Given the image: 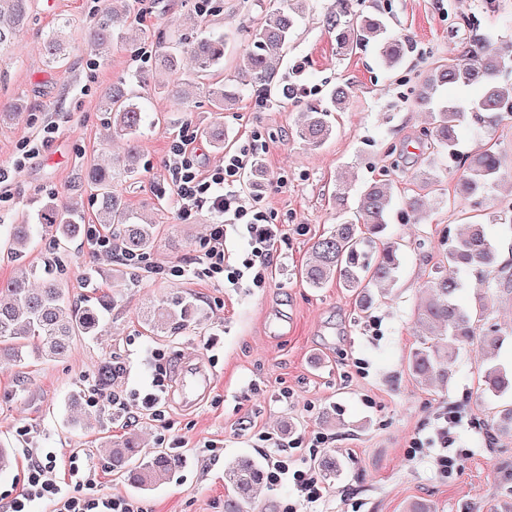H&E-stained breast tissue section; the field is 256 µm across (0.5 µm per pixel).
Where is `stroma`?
Instances as JSON below:
<instances>
[{"mask_svg": "<svg viewBox=\"0 0 512 512\" xmlns=\"http://www.w3.org/2000/svg\"><path fill=\"white\" fill-rule=\"evenodd\" d=\"M195 2L140 0V21L113 48L109 64L93 69L83 32L94 23L97 0H32L24 34L0 54V166L44 125L55 123L59 133L12 177L10 197L0 204V226L36 223L43 202L63 191L81 203L85 223H95L99 203L87 172L123 147L104 125L99 89L142 68L139 47L173 23L191 39L212 31L227 34L224 68L214 75L222 80L244 49L241 27L260 22L281 0H216V12L203 25ZM335 2L310 0L288 50L281 74L284 82L302 87L301 99L271 100L259 109L249 88L224 115L233 149L256 142L268 147L262 155L268 181L253 202L282 235L264 285L246 281L230 288L170 273L199 250L212 220L206 212L186 222L178 218L165 171L169 141L182 130L196 134L214 120L203 96L181 110L161 94L145 93L149 121L141 137L142 175L114 183L128 208L161 217L147 259L160 274L138 275L102 259L92 278H85L90 250L82 237L58 250L46 233L25 254L37 271L61 260L70 303L104 300L108 306L100 335L77 337L64 359L32 356L22 365L0 359V446L15 458L12 470L0 477V512H8L26 482L29 453L49 451L64 464L77 457L94 471L100 492L135 497L142 512H224L225 463L240 455L265 461L275 444L294 447L297 458L311 466L327 449L341 462L343 472L326 481L327 496L317 512H406L417 499L431 501L436 512H512V438L489 445L483 427L490 406L478 388L484 351L469 348L445 386L421 385L407 370L408 355L424 333L414 317L416 299L442 258L449 226L463 214H483L497 201L512 200V119L491 128L478 114L466 113L458 152L491 146L502 166L481 206L456 202V163L417 141L430 117L416 104L414 91L429 69L468 51L477 38L512 41V0H360L356 12L379 13L389 33L412 42L403 65L392 71L378 65L373 47L337 52L326 23ZM63 16L74 20L67 59L52 68L42 41ZM339 84L348 86L350 98L336 115V134L310 147L296 135L305 105ZM429 160L440 182L425 198L423 223L412 224L403 220L402 209L419 191L418 165ZM346 179L357 191L378 179L392 181L389 233L403 245L394 295L366 312L337 284L313 289L299 275L314 240L336 222L332 191ZM172 294L193 301L200 321L176 336L153 335L142 316ZM158 348L178 361L193 358L211 375V388L195 407L183 406L175 394L162 398L160 416L142 415L128 425L103 398L86 407L83 422H72L70 395L87 393L104 360L122 366L113 390L144 392ZM448 407L460 415L448 453L461 456L462 468L444 476L435 463L438 448L413 457L407 450ZM318 435L327 437L325 448L314 447ZM129 436L138 439L146 457L181 438L183 466L153 490L132 487L113 471L108 448ZM211 440L218 448L209 458L201 448Z\"/></svg>", "mask_w": 512, "mask_h": 512, "instance_id": "obj_1", "label": "stroma"}]
</instances>
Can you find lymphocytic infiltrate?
<instances>
[{"label": "lymphocytic infiltrate", "mask_w": 512, "mask_h": 512, "mask_svg": "<svg viewBox=\"0 0 512 512\" xmlns=\"http://www.w3.org/2000/svg\"><path fill=\"white\" fill-rule=\"evenodd\" d=\"M252 159V153L245 150L228 152L224 155L223 166L205 171L199 165L194 138L185 133L172 138L165 168L179 219L188 221L203 211L213 217L200 254L173 266L174 275L188 273L200 281H222L233 286L240 285L246 278L253 285L264 284L265 273L272 260V246L280 229L278 225L269 223L262 210L247 202L233 188ZM235 225L242 226L251 246L249 258L239 268L226 265L224 253L226 229ZM153 360L150 390L131 398L120 392L110 394L108 400L113 411L125 416L135 412L158 415L160 395L168 378L165 352L154 351ZM27 470V483L12 500L10 512H29V504L36 498L50 501L53 512H142L135 498L97 492L94 475L85 473L75 463L69 467L72 486L63 488L54 453L30 457ZM267 477L273 484L285 479L292 482L296 502L288 506L286 512H297L301 506L313 507L325 497L326 488L314 471L307 466H293L291 456L277 452L270 455Z\"/></svg>", "instance_id": "1"}]
</instances>
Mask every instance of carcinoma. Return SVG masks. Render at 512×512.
Returning <instances> with one entry per match:
<instances>
[{
    "instance_id": "1",
    "label": "carcinoma",
    "mask_w": 512,
    "mask_h": 512,
    "mask_svg": "<svg viewBox=\"0 0 512 512\" xmlns=\"http://www.w3.org/2000/svg\"><path fill=\"white\" fill-rule=\"evenodd\" d=\"M30 0H0V52L10 48L29 19ZM309 7V0H284L279 8L266 15L263 22L245 30L246 48L230 84H212L209 76L224 67L225 36L210 33L188 41L176 30L160 35L154 43V61L168 68L175 78L161 85L163 93L177 105L190 103L202 91L217 114L232 110L239 88L249 87L263 92L272 89L276 95H289L286 85L277 81L280 66L286 59L293 34ZM132 19V5L127 0L109 6L99 5L95 24L85 34L88 62L93 67L108 63L114 42L122 36L124 26ZM335 33L336 47L342 54L370 42L378 46V63L387 70L400 67L411 49L409 41L387 32L376 15L353 14V0H336V10L326 18ZM65 20L44 37L46 62L56 67L66 60ZM512 71V48L498 47L489 37L477 40L472 56L463 55L432 69L423 81L418 99L429 112L431 122L426 130L441 151L456 156L458 127L466 110L482 112L488 124L497 125L512 116V86L500 82ZM150 70H137L119 79L100 93L101 106L107 115L111 138L124 142V152L115 156L107 168L92 167L90 183L99 200L97 223L112 229L124 251L145 258L153 249L157 222L142 213L130 210L112 192V179L117 175L134 178L140 174V144L146 114L140 96L134 90L148 87ZM454 84L460 90L477 88L475 100L448 99L442 89ZM349 92L347 86L332 88L325 99L306 105L298 137L313 147L324 145L336 132L335 113L344 110ZM202 133L217 150H224L227 134L224 123L215 120ZM460 174L455 196L466 200L483 196L497 179L500 160L492 148L465 155L459 161ZM419 189L432 190L439 182L436 170H419ZM352 184L336 185L333 199L341 207L337 223L312 245L309 258L301 270V278L309 288H323L338 283L356 295L359 306L370 308L380 295L389 294L400 268L401 244L388 235V215L392 204L391 186L385 179L377 180L361 191L356 214L349 215L346 202ZM405 214L415 224L423 220L420 194L411 196ZM39 224L63 248L82 232L79 205L72 198L52 196L39 211ZM512 234V210L496 209L488 213V221L472 216L448 231L446 269H437L424 285L417 307L416 321L428 330L411 352L407 370L420 382L433 379L449 381L460 356L473 345L496 349L504 332L489 322L493 308V289H512V279L499 277L496 245L492 226ZM32 225L14 224L8 243L20 255L31 239ZM44 279L38 288L27 282L33 269L22 264L13 277L0 281V350L23 364L29 354L46 361L67 356L77 336L97 334L105 304L73 307L65 300L64 284L53 267L43 270ZM474 302L463 306L458 293L468 287L470 278ZM195 305L179 296L162 300L145 317V325L155 334L177 335L195 319ZM481 394L487 399L512 395V366L487 364L480 373ZM488 436L512 434V403L494 407L485 424ZM182 466V459L159 451L148 459L141 458L135 439L129 437L112 443V469L126 473L127 480L140 490H151L169 480L171 473ZM320 475L330 479L341 469L336 456L325 453L317 464ZM266 479L263 466L248 456L237 457L224 467V481L232 495L224 499V512H247L253 504L255 490Z\"/></svg>"
}]
</instances>
